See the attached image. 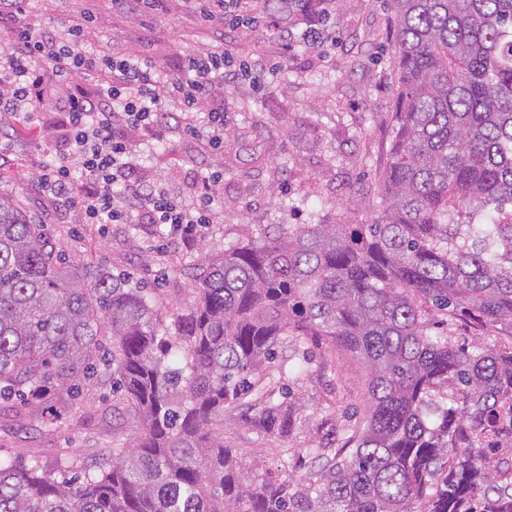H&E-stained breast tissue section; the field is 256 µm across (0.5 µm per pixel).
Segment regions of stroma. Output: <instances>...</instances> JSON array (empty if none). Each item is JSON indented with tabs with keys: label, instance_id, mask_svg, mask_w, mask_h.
Here are the masks:
<instances>
[{
	"label": "stroma",
	"instance_id": "1",
	"mask_svg": "<svg viewBox=\"0 0 512 512\" xmlns=\"http://www.w3.org/2000/svg\"><path fill=\"white\" fill-rule=\"evenodd\" d=\"M79 14L87 18L79 51L136 55L163 74L176 56L202 47V25L177 0H169L165 12L140 16L114 11L111 0H38L18 23L63 29ZM332 15L336 45L326 50L298 36L286 40L244 27L225 41L226 58L249 66L252 76L224 87V125L230 133L221 151L172 133L138 145L149 177L188 201L202 177L222 170L212 221L197 226L191 247L174 246L148 224H113L103 232L60 213L54 199L35 189V163L64 155L67 144L61 135L48 139L35 122L14 131V149L0 161V191L19 198L36 223L48 225L54 245L70 258L156 283L163 308L189 301L196 274L213 256L259 240L271 225L370 220L380 203L394 125L393 20L386 0H336ZM430 323L457 345H512L510 320L484 323L464 313L449 318L434 312ZM364 383L361 366L312 350L306 376L273 382L290 390L298 434L266 436L236 419L225 422L224 443L250 468L299 481L306 472L299 447L342 433L344 413L363 411ZM20 409L18 402H0V458L18 463L50 466L66 454L80 467L126 446L136 430L130 419L113 413L112 383L100 378L72 410L47 399L20 421ZM286 447L292 448L291 457H283Z\"/></svg>",
	"mask_w": 512,
	"mask_h": 512
}]
</instances>
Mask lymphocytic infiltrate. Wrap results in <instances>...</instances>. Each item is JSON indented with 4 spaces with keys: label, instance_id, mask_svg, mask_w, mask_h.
<instances>
[{
    "label": "lymphocytic infiltrate",
    "instance_id": "lymphocytic-infiltrate-1",
    "mask_svg": "<svg viewBox=\"0 0 512 512\" xmlns=\"http://www.w3.org/2000/svg\"><path fill=\"white\" fill-rule=\"evenodd\" d=\"M186 10L208 23L223 40L225 29L235 28L241 0H183ZM30 0H0V27L14 36L0 50V112L14 120L38 117L39 106L66 115L67 155L39 167L37 185L82 224H158L183 245H191L192 228L211 221L210 206L221 182L219 173L202 180L196 198L186 201L148 179L135 159V137L180 131L205 134L213 149L224 146V109L211 101L220 87L235 82L236 70L222 53L211 48L179 57L176 75L156 78L151 65L130 54L102 52L86 55L75 44L84 31L83 18L71 21L67 31L43 27L16 29L19 16L29 12ZM51 62V72L38 61ZM80 73L93 88L61 90L49 77ZM123 183L121 194L113 186Z\"/></svg>",
    "mask_w": 512,
    "mask_h": 512
}]
</instances>
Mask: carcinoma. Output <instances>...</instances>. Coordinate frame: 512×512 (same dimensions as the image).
<instances>
[{
    "label": "carcinoma",
    "mask_w": 512,
    "mask_h": 512,
    "mask_svg": "<svg viewBox=\"0 0 512 512\" xmlns=\"http://www.w3.org/2000/svg\"><path fill=\"white\" fill-rule=\"evenodd\" d=\"M292 29L330 0H259ZM396 124L368 224H278L215 255L171 311L155 289L55 250L0 195V400L60 401L112 377L140 428L67 476L0 460V512H512V347L469 349L425 314L512 320V0H387ZM360 360L365 413L307 448L294 484L244 476L224 421L288 437L268 375L309 347Z\"/></svg>",
    "instance_id": "1"
}]
</instances>
